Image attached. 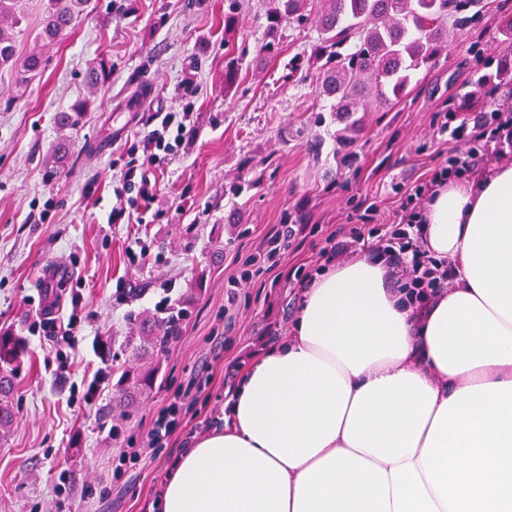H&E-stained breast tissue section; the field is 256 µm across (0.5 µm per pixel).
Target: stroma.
<instances>
[{"label": "stroma", "instance_id": "obj_1", "mask_svg": "<svg viewBox=\"0 0 512 512\" xmlns=\"http://www.w3.org/2000/svg\"><path fill=\"white\" fill-rule=\"evenodd\" d=\"M265 0H240L232 36L224 0H91L65 38L45 48L44 71L18 90L0 70V329L24 336L43 269H71L63 303L82 297L66 372L55 351L27 340L14 373V419L0 440V512H56L58 476L72 477L66 512H150L186 437L216 425L225 393L266 347L290 336L301 290L297 273L319 270L326 236L344 224L391 223L411 189L449 165L463 142L450 129L490 121L471 94L495 104V74L512 0H488L480 23L454 32L447 54L421 67L405 95L341 125L317 95L307 48L314 27L284 25L282 52L258 58ZM110 82L89 93L100 57ZM238 59L232 86L224 67ZM147 91L140 112L124 111ZM93 96L60 179L44 177L58 136L55 113ZM187 110L181 149L150 167L153 200L144 223L112 221L113 185L152 112ZM45 212L44 223L30 214ZM297 233L269 255L282 225ZM203 275L178 336L155 352L152 390L126 412L112 409V368L132 357L126 339L141 315L178 301ZM103 380H96V373ZM97 382L93 402H69ZM179 415L155 457L119 462L141 448L169 404Z\"/></svg>", "mask_w": 512, "mask_h": 512}]
</instances>
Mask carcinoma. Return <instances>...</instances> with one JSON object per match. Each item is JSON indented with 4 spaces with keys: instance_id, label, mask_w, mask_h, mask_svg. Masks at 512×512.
<instances>
[{
    "instance_id": "carcinoma-1",
    "label": "carcinoma",
    "mask_w": 512,
    "mask_h": 512,
    "mask_svg": "<svg viewBox=\"0 0 512 512\" xmlns=\"http://www.w3.org/2000/svg\"><path fill=\"white\" fill-rule=\"evenodd\" d=\"M20 0H0V69L15 73L23 87L46 65L45 57L33 48L20 62L15 59L14 34H8L3 21L18 28L22 22ZM90 0H49L37 40L61 41L73 22L86 11ZM486 7L485 0H268L266 36L260 53L275 58L280 53V29L285 22L302 26L313 19L317 38L310 45V59L318 64V96L331 102V111L345 124L336 140L359 125L358 112H368L369 100L382 107L399 98L414 71L436 60L448 47L449 32L471 24ZM112 64L102 57L87 72L88 82L97 87L108 82ZM498 77L503 83L512 78V44L500 59ZM90 106L78 100L54 116L62 132L55 144L53 163L61 170L72 155V133L84 125ZM186 315L183 309L161 307L145 315L137 335L129 345L135 363L112 369L118 376L115 408L125 412L140 394L153 387L157 368L143 361L154 356L178 335ZM22 337L0 332V431L8 432L12 423V375L23 354Z\"/></svg>"
}]
</instances>
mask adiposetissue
Listing matches in <instances>:
<instances>
[{"instance_id": "obj_1", "label": "adipose tissue", "mask_w": 512, "mask_h": 512, "mask_svg": "<svg viewBox=\"0 0 512 512\" xmlns=\"http://www.w3.org/2000/svg\"><path fill=\"white\" fill-rule=\"evenodd\" d=\"M424 224L447 291L418 309L379 261L322 269L157 512H512V164L449 179Z\"/></svg>"}]
</instances>
